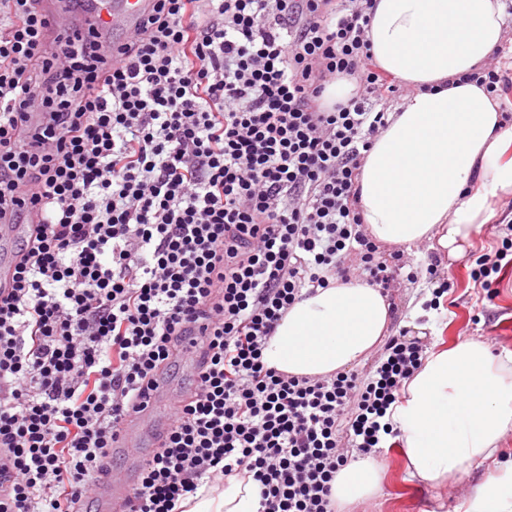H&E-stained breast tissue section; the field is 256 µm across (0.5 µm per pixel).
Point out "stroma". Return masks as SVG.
<instances>
[{"mask_svg": "<svg viewBox=\"0 0 512 512\" xmlns=\"http://www.w3.org/2000/svg\"><path fill=\"white\" fill-rule=\"evenodd\" d=\"M405 254L417 262L438 263L454 287L447 303L437 311L425 309L429 291L422 283L406 282L391 290L390 333H397L402 327L421 326L425 329L423 342L431 350L463 338H475L485 341L494 356H512V267L503 271L498 295L488 303L478 298L467 260L447 263L425 243L410 246ZM377 459L385 466L380 488L354 505L352 512H455L460 500L489 474L483 466L448 486L431 489L410 478L399 447L383 449Z\"/></svg>", "mask_w": 512, "mask_h": 512, "instance_id": "obj_1", "label": "stroma"}]
</instances>
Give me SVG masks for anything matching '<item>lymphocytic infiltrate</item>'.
Instances as JSON below:
<instances>
[{"label": "lymphocytic infiltrate", "instance_id": "lymphocytic-infiltrate-1", "mask_svg": "<svg viewBox=\"0 0 512 512\" xmlns=\"http://www.w3.org/2000/svg\"><path fill=\"white\" fill-rule=\"evenodd\" d=\"M373 0H156L120 42L53 30L41 0H0V220H27L0 289V512L89 507L122 424L185 341L199 368L124 512H182L251 475L260 512H336L352 453L397 437L426 356L407 329L368 372L299 377L263 347L304 294L358 277L452 284L385 252L358 207L394 81L367 39ZM356 85L324 106L326 87ZM467 82L512 98L493 55ZM512 225L470 271L494 300ZM204 324L202 335L193 327Z\"/></svg>", "mask_w": 512, "mask_h": 512}]
</instances>
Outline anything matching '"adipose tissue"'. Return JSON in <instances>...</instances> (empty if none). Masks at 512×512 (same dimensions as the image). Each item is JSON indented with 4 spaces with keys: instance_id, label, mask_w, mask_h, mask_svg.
<instances>
[{
    "instance_id": "obj_1",
    "label": "adipose tissue",
    "mask_w": 512,
    "mask_h": 512,
    "mask_svg": "<svg viewBox=\"0 0 512 512\" xmlns=\"http://www.w3.org/2000/svg\"><path fill=\"white\" fill-rule=\"evenodd\" d=\"M368 31L378 68L412 88L389 116L361 167L365 227L383 245L429 243L464 258L480 227L512 197V127L462 74L485 63L504 38L501 0H373ZM379 288L354 279L317 289L290 307L262 351L267 366L295 376L348 370L375 349L391 322ZM411 477L441 487L495 457L512 430V358L464 339L428 353L392 415ZM380 463L351 461L332 495L350 507L378 489ZM254 481L199 488L186 512H258ZM463 512H512V461L466 499Z\"/></svg>"
}]
</instances>
